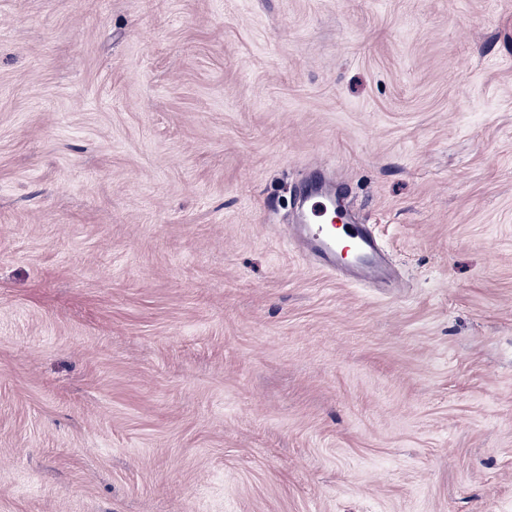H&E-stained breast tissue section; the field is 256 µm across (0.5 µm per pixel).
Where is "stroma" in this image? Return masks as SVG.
<instances>
[{"instance_id": "stroma-1", "label": "stroma", "mask_w": 512, "mask_h": 512, "mask_svg": "<svg viewBox=\"0 0 512 512\" xmlns=\"http://www.w3.org/2000/svg\"><path fill=\"white\" fill-rule=\"evenodd\" d=\"M0 512H512V0H0ZM334 196L335 191L320 183L304 192L302 220L294 225L306 244L302 255L315 268L333 276L350 269L367 277L378 275L384 264L378 239L365 224L350 221L347 214L341 224H334L329 218L336 217L330 205Z\"/></svg>"}]
</instances>
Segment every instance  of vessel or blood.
I'll use <instances>...</instances> for the list:
<instances>
[{
	"instance_id": "obj_1",
	"label": "vessel or blood",
	"mask_w": 512,
	"mask_h": 512,
	"mask_svg": "<svg viewBox=\"0 0 512 512\" xmlns=\"http://www.w3.org/2000/svg\"><path fill=\"white\" fill-rule=\"evenodd\" d=\"M334 193L322 184L302 196V219L296 229L305 246L302 254L315 268L336 275L356 270L364 276L380 273L384 256L378 239L366 227L349 219L334 223L330 205Z\"/></svg>"
}]
</instances>
